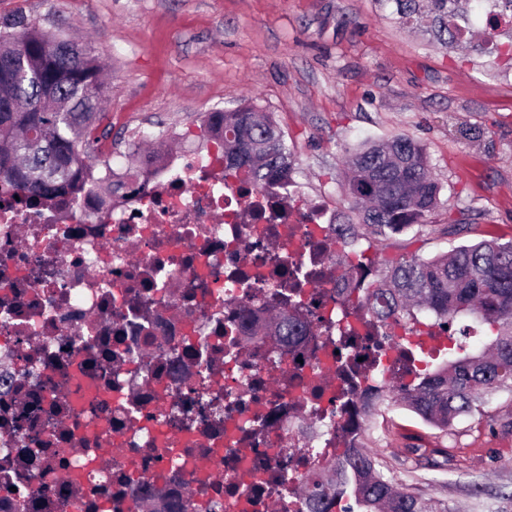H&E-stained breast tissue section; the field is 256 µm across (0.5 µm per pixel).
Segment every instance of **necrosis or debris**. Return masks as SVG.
Here are the masks:
<instances>
[{
	"mask_svg": "<svg viewBox=\"0 0 512 512\" xmlns=\"http://www.w3.org/2000/svg\"><path fill=\"white\" fill-rule=\"evenodd\" d=\"M223 168L187 153L116 203L0 190V512H131L154 488L208 512H309L297 479L360 447L381 382L447 349L354 307L370 265L353 238L337 267L324 200ZM289 296L313 326L269 345Z\"/></svg>",
	"mask_w": 512,
	"mask_h": 512,
	"instance_id": "obj_1",
	"label": "necrosis or debris"
}]
</instances>
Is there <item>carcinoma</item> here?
Masks as SVG:
<instances>
[{
    "label": "carcinoma",
    "instance_id": "1",
    "mask_svg": "<svg viewBox=\"0 0 512 512\" xmlns=\"http://www.w3.org/2000/svg\"><path fill=\"white\" fill-rule=\"evenodd\" d=\"M401 20L443 43L456 38L448 28V0H396ZM107 94L91 46L80 48L61 33L44 30L21 16L0 27V186L25 201L54 205L60 198L91 193L114 198L162 159L128 143L135 165L120 175L103 173L106 159L89 155ZM201 145L224 150V179L241 176L264 189L294 170V157L274 113L251 102L233 112L214 109L199 116ZM341 187L347 212L336 233L361 228L389 239L428 223L441 205V187L431 176L426 149L399 134L345 149ZM357 307L385 322L429 311L448 331L453 356L416 384L395 387L384 401L401 402L423 421L448 429L463 416L482 411L486 399L512 388V241H482L424 258L403 255L365 288ZM274 305L265 335L275 341L301 335L307 325L292 310ZM471 315L489 326L493 338L481 349L452 330L456 317ZM310 512H332L343 499L354 506L341 512H454L444 501L416 492L387 476L371 454L338 458L317 491ZM140 512H170L168 497L156 491L138 503Z\"/></svg>",
    "mask_w": 512,
    "mask_h": 512
}]
</instances>
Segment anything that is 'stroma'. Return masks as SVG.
<instances>
[{"label": "stroma", "instance_id": "1", "mask_svg": "<svg viewBox=\"0 0 512 512\" xmlns=\"http://www.w3.org/2000/svg\"><path fill=\"white\" fill-rule=\"evenodd\" d=\"M497 3L473 12L458 0L468 38L446 45L404 25L393 0H0V24L23 14L91 43L116 159L139 132L182 134L198 113L252 101L275 113L305 193L341 212L345 147L399 133L423 144L445 205L425 226L368 241L380 269L512 241V63L484 38ZM384 419L388 439L369 428L362 442L395 480L456 512H512V390L446 431L396 404Z\"/></svg>", "mask_w": 512, "mask_h": 512}]
</instances>
